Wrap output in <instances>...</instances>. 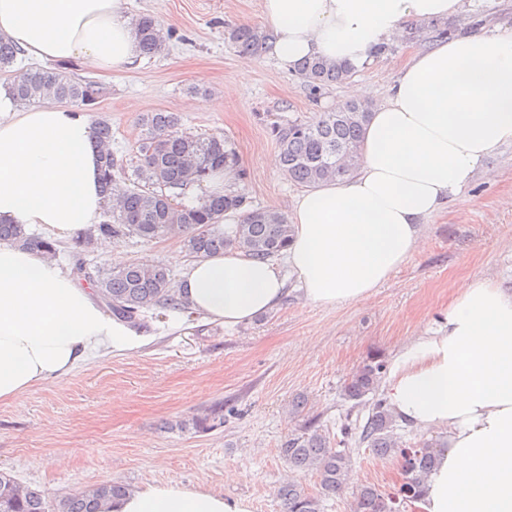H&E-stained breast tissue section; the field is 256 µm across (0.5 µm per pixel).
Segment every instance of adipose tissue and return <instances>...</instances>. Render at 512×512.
I'll return each mask as SVG.
<instances>
[{
  "instance_id": "ef3b65f1",
  "label": "adipose tissue",
  "mask_w": 512,
  "mask_h": 512,
  "mask_svg": "<svg viewBox=\"0 0 512 512\" xmlns=\"http://www.w3.org/2000/svg\"><path fill=\"white\" fill-rule=\"evenodd\" d=\"M127 0H0V33L26 55L81 59L119 72L141 56ZM465 0H262L273 54L371 62L406 23L454 16ZM512 141V28L470 33L411 55L375 105L361 162L342 183L302 192L286 262L306 300L328 307L368 298L425 239L424 221L457 199L483 161ZM100 148L86 113L53 102L17 108L0 92V221L60 239L98 224ZM177 291L200 318L235 326L288 294L277 264L230 249L194 259ZM143 338L108 319L72 272L0 242V400L68 377L90 357ZM398 418L445 443L418 512H512V290L458 285L443 325L414 336L383 384ZM100 512H252L180 477L107 498Z\"/></svg>"
}]
</instances>
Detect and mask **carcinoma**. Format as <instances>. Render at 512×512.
<instances>
[{"instance_id":"obj_1","label":"carcinoma","mask_w":512,"mask_h":512,"mask_svg":"<svg viewBox=\"0 0 512 512\" xmlns=\"http://www.w3.org/2000/svg\"><path fill=\"white\" fill-rule=\"evenodd\" d=\"M483 24L475 21L462 28L448 23L429 22L409 28L408 41L431 42L450 38ZM141 53L153 57L163 53L171 34L148 14L133 19ZM229 41L242 53L262 56L269 48L271 33L249 25L233 27L227 32ZM18 48L0 35V70L12 68ZM69 64L52 68L31 66L19 71L8 86V95L18 105H30L46 98L91 106L100 95L97 83L77 82L69 73ZM296 69L315 95L322 88L344 82L358 71L348 62H327L307 58ZM373 104L348 101L316 120H294L286 125L271 124V133L280 151L281 167L296 184L311 188L323 182L341 181L351 176L360 157L364 131L372 116ZM141 138L136 160L128 176L130 187L117 201L112 200L111 187L116 175L126 166L112 151V124L94 123L95 137L106 147L101 155V189L105 198L106 221L96 226V233L82 241L86 249L100 240L120 242L126 236L156 239L179 235L185 250L193 258L211 256L233 246L247 256L272 259L282 255L294 233L288 218L273 209L248 208L242 194L230 191L211 195L194 206L176 202L180 192L190 184L204 181L211 172L236 164L235 153L224 135L198 136L181 130V117L174 112H145L138 118ZM228 215L237 217L236 224L222 229L219 222ZM38 251L50 258L56 256L55 241L31 235L19 224L0 222V242ZM101 303L115 318L141 324L146 313L157 306L182 312L185 306L178 297L169 269L160 262H127L97 271L93 279ZM384 373L381 361L359 367L345 381L342 392L351 408L368 406L365 423L357 428H341L340 443L364 444L383 456L402 459L403 482L395 492L386 494L376 486L363 484L354 494L352 512H400L420 500L426 480L436 463L439 445L424 443L417 448L399 444L397 417L382 399L367 401L376 394ZM281 455L292 472H312L319 477L321 491L314 495L302 483L290 479L276 492L283 512H324L323 501L347 486L351 464L343 450L331 445L321 430L308 426L289 438ZM131 487L121 482L95 485L69 495L53 498L43 490L23 486L8 475L0 474V512H98L103 498L124 496Z\"/></svg>"}]
</instances>
